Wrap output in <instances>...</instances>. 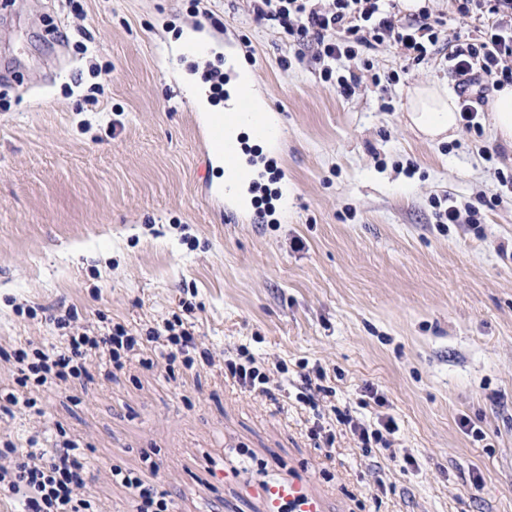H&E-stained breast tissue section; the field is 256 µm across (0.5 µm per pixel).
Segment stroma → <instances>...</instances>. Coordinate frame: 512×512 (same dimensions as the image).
<instances>
[{"label":"stroma","mask_w":512,"mask_h":512,"mask_svg":"<svg viewBox=\"0 0 512 512\" xmlns=\"http://www.w3.org/2000/svg\"><path fill=\"white\" fill-rule=\"evenodd\" d=\"M254 7L0 0V347L55 338L47 312L71 307L139 336L180 314L210 354L109 377L92 359L91 379L37 391L42 415L0 413V437L79 440L97 512L132 510L116 464L176 512H264L273 473L310 478L329 512H512V147L484 105L478 133L409 126L410 88H458L443 53L360 50L374 69L342 61L346 97ZM193 28L209 51L180 58ZM228 56L287 131L265 155L276 198L234 217L206 195L219 173L192 118L194 78ZM446 197L480 223H437ZM243 345L274 398L225 377ZM340 410L398 430L359 447Z\"/></svg>","instance_id":"stroma-1"}]
</instances>
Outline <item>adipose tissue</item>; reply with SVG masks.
Wrapping results in <instances>:
<instances>
[{
	"label": "adipose tissue",
	"instance_id": "adipose-tissue-1",
	"mask_svg": "<svg viewBox=\"0 0 512 512\" xmlns=\"http://www.w3.org/2000/svg\"><path fill=\"white\" fill-rule=\"evenodd\" d=\"M407 119L426 138L445 141L458 129L460 108L447 84L422 83L408 92Z\"/></svg>",
	"mask_w": 512,
	"mask_h": 512
}]
</instances>
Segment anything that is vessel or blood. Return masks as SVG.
<instances>
[{
	"instance_id": "b4317fda",
	"label": "vessel or blood",
	"mask_w": 512,
	"mask_h": 512,
	"mask_svg": "<svg viewBox=\"0 0 512 512\" xmlns=\"http://www.w3.org/2000/svg\"><path fill=\"white\" fill-rule=\"evenodd\" d=\"M197 124L206 149V162L218 165L224 172L223 182L208 188L212 201L223 204L226 212L239 210L233 197L237 189L254 190L257 185L256 164L244 158L243 147L228 134L229 125L241 122L248 126L255 138L276 145L281 141L282 124L275 115L256 108L248 93H241L232 112H197ZM257 494L265 503L266 512H326L322 496L315 493L307 478L299 476L273 478L259 485Z\"/></svg>"
}]
</instances>
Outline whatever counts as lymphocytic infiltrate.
Segmentation results:
<instances>
[{
	"mask_svg": "<svg viewBox=\"0 0 512 512\" xmlns=\"http://www.w3.org/2000/svg\"><path fill=\"white\" fill-rule=\"evenodd\" d=\"M451 3L460 19L475 13L484 18L479 35L453 44L447 57L450 71L471 94L462 103L461 121L467 130L477 131L481 125L476 104L484 100L487 84L500 87L512 83V0ZM396 8L395 0H260L254 12L257 19L279 22L296 40L314 41L323 64L322 80L334 83L337 91L348 96L358 80L337 75L336 63L355 59L359 48L368 49L390 38L406 60L418 63L438 43L443 26L440 17L425 9L404 21ZM54 324L61 331L58 341H29L13 350L18 389L7 394L10 405L35 409V389L86 376L87 361L95 355L105 357L113 369H124L146 341L155 344L157 358L170 369L178 363L190 369L210 361L206 351L197 349L188 324L178 317L150 328L142 338L120 324L80 332L71 329L68 318L62 316L56 317ZM224 366L225 375L241 387L271 396L270 377L248 350L239 349L236 358L225 359ZM87 478L78 441L60 440L49 452L42 449L36 434L0 445V492L8 494L17 512H90L92 504L84 496ZM112 478L130 490L136 512H172L168 492L157 485L117 466Z\"/></svg>",
	"mask_w": 512,
	"mask_h": 512,
	"instance_id": "obj_1",
	"label": "lymphocytic infiltrate"
}]
</instances>
